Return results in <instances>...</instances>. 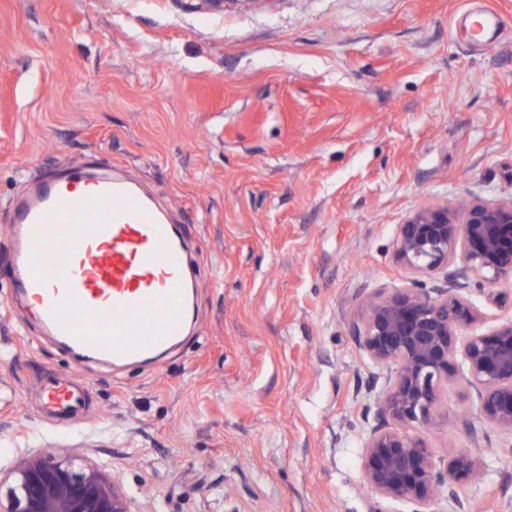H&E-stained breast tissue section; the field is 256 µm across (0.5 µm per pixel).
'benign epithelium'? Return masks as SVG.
<instances>
[{"mask_svg":"<svg viewBox=\"0 0 512 512\" xmlns=\"http://www.w3.org/2000/svg\"><path fill=\"white\" fill-rule=\"evenodd\" d=\"M398 261L414 274L448 268L456 258L479 282L512 278V197H478L444 202L415 212L400 225ZM479 312L453 288L431 294L403 288L363 300L353 314V331L367 358L391 370L379 399L386 424L367 438L364 480L381 499H405L416 512H435L448 483L462 485L479 476L468 452L438 468L424 433L441 421L440 393L457 379L456 358L475 393L478 414L512 435V319L492 332L472 331L464 343L458 332L474 325ZM414 428L421 434H408ZM0 512H132L120 481L82 457L31 454L0 478Z\"/></svg>","mask_w":512,"mask_h":512,"instance_id":"1","label":"benign epithelium"}]
</instances>
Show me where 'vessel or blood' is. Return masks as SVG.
I'll list each match as a JSON object with an SVG mask.
<instances>
[{"label": "vessel or blood", "instance_id": "vessel-or-blood-1", "mask_svg": "<svg viewBox=\"0 0 512 512\" xmlns=\"http://www.w3.org/2000/svg\"><path fill=\"white\" fill-rule=\"evenodd\" d=\"M7 219L14 286L73 350L126 364L180 336L190 309L186 250L136 184L75 166L32 183ZM42 405L74 416L84 398L77 384H54Z\"/></svg>", "mask_w": 512, "mask_h": 512}]
</instances>
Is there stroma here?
Segmentation results:
<instances>
[{
    "instance_id": "obj_1",
    "label": "stroma",
    "mask_w": 512,
    "mask_h": 512,
    "mask_svg": "<svg viewBox=\"0 0 512 512\" xmlns=\"http://www.w3.org/2000/svg\"><path fill=\"white\" fill-rule=\"evenodd\" d=\"M512 0H0V473L70 449L134 512H414L363 476L387 372L351 328L365 297L443 288L400 224L466 196L512 197ZM76 165L136 180L179 228L190 317L160 361L80 356L6 276L8 209ZM475 330L512 319V279L467 280ZM86 390L49 417L42 389ZM427 436L480 477L437 512H512V436L461 381Z\"/></svg>"
}]
</instances>
